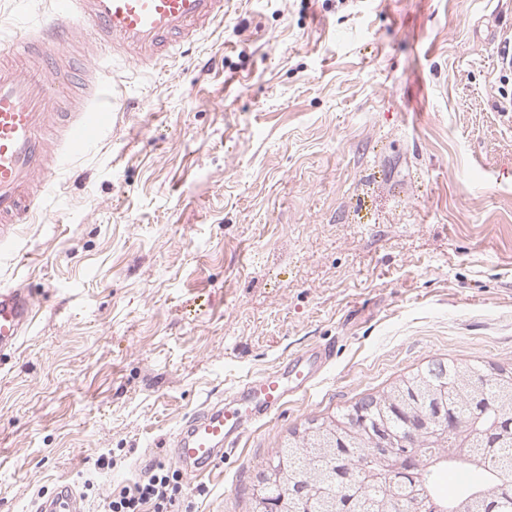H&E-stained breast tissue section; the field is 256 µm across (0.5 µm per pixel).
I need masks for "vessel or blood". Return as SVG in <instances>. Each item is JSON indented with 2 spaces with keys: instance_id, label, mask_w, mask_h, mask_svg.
<instances>
[{
  "instance_id": "b4317fda",
  "label": "vessel or blood",
  "mask_w": 512,
  "mask_h": 512,
  "mask_svg": "<svg viewBox=\"0 0 512 512\" xmlns=\"http://www.w3.org/2000/svg\"><path fill=\"white\" fill-rule=\"evenodd\" d=\"M227 0H55L36 22L0 42V256L15 246L44 195L75 158L112 136V65L150 70L177 55L224 17ZM34 299L0 285V352L15 349L29 328ZM330 360L327 350L294 357L237 385L230 402L196 413L173 435L170 455L192 473L221 461L247 426L267 418L288 394L310 390ZM33 512H87L74 487L61 483Z\"/></svg>"
}]
</instances>
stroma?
Segmentation results:
<instances>
[{
    "instance_id": "stroma-1",
    "label": "stroma",
    "mask_w": 512,
    "mask_h": 512,
    "mask_svg": "<svg viewBox=\"0 0 512 512\" xmlns=\"http://www.w3.org/2000/svg\"><path fill=\"white\" fill-rule=\"evenodd\" d=\"M511 40L512 0H228L122 65L111 140L0 261L35 301L0 359V512L62 481L104 512L206 403L332 346L210 474L175 471L191 512H252L306 422L435 359L512 363Z\"/></svg>"
}]
</instances>
